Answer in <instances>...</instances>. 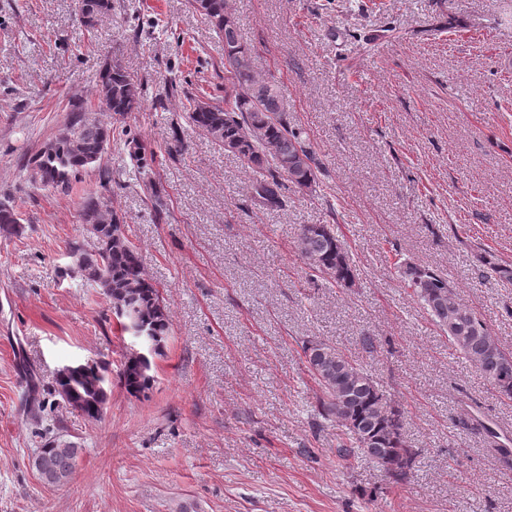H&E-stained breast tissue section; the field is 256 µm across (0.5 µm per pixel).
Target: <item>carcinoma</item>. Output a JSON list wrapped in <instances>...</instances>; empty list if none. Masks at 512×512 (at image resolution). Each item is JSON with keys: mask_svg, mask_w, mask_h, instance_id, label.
I'll use <instances>...</instances> for the list:
<instances>
[{"mask_svg": "<svg viewBox=\"0 0 512 512\" xmlns=\"http://www.w3.org/2000/svg\"><path fill=\"white\" fill-rule=\"evenodd\" d=\"M190 6L224 38V102L190 97L188 119L215 144L240 158L246 168L260 173L252 185L254 205L278 208L286 187L304 191L318 184L319 167L308 133L288 121L278 85L254 68L252 51L240 42L227 0H190ZM98 93L103 111L112 113L117 121L143 107L141 85L116 59L105 63ZM121 134L135 181L142 190L157 195V184L150 176L155 153L127 129ZM110 141L111 128L89 119L85 108L75 104L65 134L47 142L27 161L28 177L46 180L52 188L67 193L72 178L100 160ZM81 223L97 245L92 251L77 241L70 245V252L81 258V265L72 273L109 299L124 334H139L157 345L141 357L123 358L120 368V380L128 393L149 388L156 382L154 358L163 355L170 334L168 307L144 275L142 256L125 234L122 214L105 197L84 199ZM0 231L18 232L15 210L4 202L0 203ZM296 249L311 269L340 286L354 285L356 269L329 225H301ZM398 268L413 297L448 335L455 351L502 396L511 399L512 353L501 348L485 321L461 302L448 279L406 261L398 262ZM302 348L319 389L317 415L342 428L339 458L348 461L365 456L381 467L389 466V482L407 480L420 452L406 438L403 415L380 384L334 344L305 340ZM107 383L104 364L80 363L73 365L68 375L55 379L54 393L82 401L93 411L105 405ZM81 452L71 442L50 438L35 453L32 466L45 484L62 485L71 479Z\"/></svg>", "mask_w": 512, "mask_h": 512, "instance_id": "1", "label": "carcinoma"}]
</instances>
